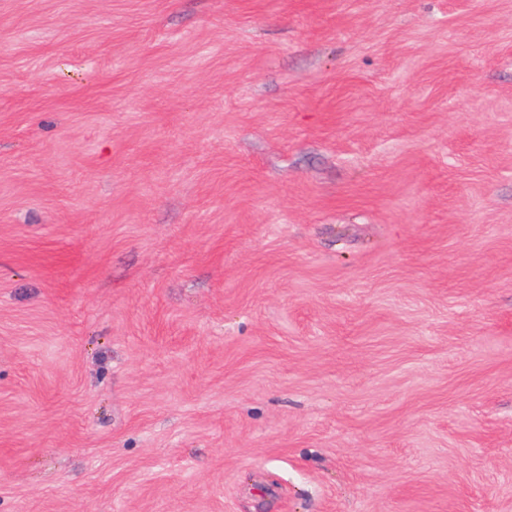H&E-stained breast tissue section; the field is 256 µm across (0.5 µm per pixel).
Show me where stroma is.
<instances>
[{"label":"stroma","mask_w":512,"mask_h":512,"mask_svg":"<svg viewBox=\"0 0 512 512\" xmlns=\"http://www.w3.org/2000/svg\"><path fill=\"white\" fill-rule=\"evenodd\" d=\"M0 512H512V0H0Z\"/></svg>","instance_id":"stroma-1"}]
</instances>
